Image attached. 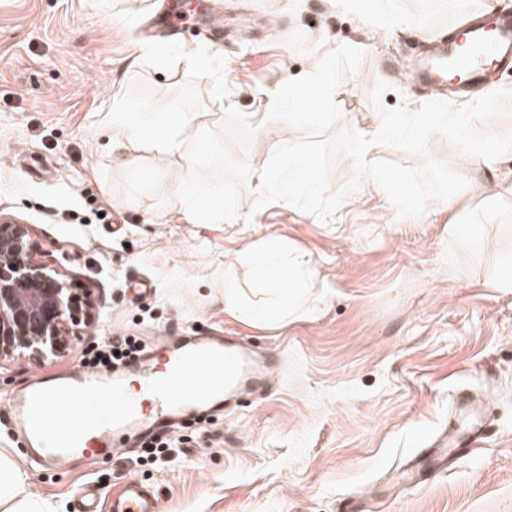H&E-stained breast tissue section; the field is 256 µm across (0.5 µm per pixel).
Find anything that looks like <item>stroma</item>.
Instances as JSON below:
<instances>
[{
    "mask_svg": "<svg viewBox=\"0 0 512 512\" xmlns=\"http://www.w3.org/2000/svg\"><path fill=\"white\" fill-rule=\"evenodd\" d=\"M224 40L184 23L174 40L139 35L159 0H0V217L25 224L35 260L89 293L93 317L68 351L38 361L0 362V392L77 364L115 336L141 343L194 327L241 336L279 354L272 394L247 397L215 417L204 437L184 429L182 455L147 464L137 450L95 465L70 462L57 475L29 474L32 490L80 512L90 480L119 489L135 479L161 512H512V196L481 211L471 189L399 218L387 194L346 154L329 190L356 189L326 224L294 206L251 212L257 174L273 150L302 130L266 117L271 95L312 73L344 45L363 59L334 92L341 129L375 130L370 102L391 84L387 107L417 112L431 96L393 80L430 35L462 26L486 0H215ZM167 52L158 68L141 51ZM206 61L205 70L185 65ZM116 110L180 113L186 149L176 161L140 148L123 159ZM372 160L419 169L434 158L458 169V151L433 135L427 156L374 146ZM206 193L222 213L185 217ZM287 239L288 274L302 288L281 320L258 324L224 310V281L252 290L237 254L268 238ZM486 393L480 452L423 487L398 484L421 442L457 429V395Z\"/></svg>",
    "mask_w": 512,
    "mask_h": 512,
    "instance_id": "35a3bbf8",
    "label": "stroma"
}]
</instances>
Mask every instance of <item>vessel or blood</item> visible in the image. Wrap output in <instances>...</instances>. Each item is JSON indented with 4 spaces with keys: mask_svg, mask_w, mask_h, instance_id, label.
I'll use <instances>...</instances> for the list:
<instances>
[{
    "mask_svg": "<svg viewBox=\"0 0 512 512\" xmlns=\"http://www.w3.org/2000/svg\"><path fill=\"white\" fill-rule=\"evenodd\" d=\"M510 68L512 14H483L455 42L432 39L408 78L439 95L453 81L465 94L491 87L497 73ZM278 364L245 341L180 328L125 365H79L50 379L33 377L0 399V423L31 468L47 476L73 457L95 464L185 421L223 414L266 388ZM464 424L447 447L431 451L429 467L445 465L454 451L481 439L475 407L466 406ZM109 512H158L157 498L128 479Z\"/></svg>",
    "mask_w": 512,
    "mask_h": 512,
    "instance_id": "vessel-or-blood-1",
    "label": "vessel or blood"
}]
</instances>
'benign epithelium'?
Segmentation results:
<instances>
[{
  "mask_svg": "<svg viewBox=\"0 0 512 512\" xmlns=\"http://www.w3.org/2000/svg\"><path fill=\"white\" fill-rule=\"evenodd\" d=\"M26 225L0 219V360L66 353L74 327L92 317L58 270L31 258Z\"/></svg>",
  "mask_w": 512,
  "mask_h": 512,
  "instance_id": "benign-epithelium-1",
  "label": "benign epithelium"
}]
</instances>
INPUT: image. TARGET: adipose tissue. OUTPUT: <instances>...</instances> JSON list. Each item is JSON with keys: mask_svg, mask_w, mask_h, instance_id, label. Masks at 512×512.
Returning a JSON list of instances; mask_svg holds the SVG:
<instances>
[{"mask_svg": "<svg viewBox=\"0 0 512 512\" xmlns=\"http://www.w3.org/2000/svg\"><path fill=\"white\" fill-rule=\"evenodd\" d=\"M183 117L157 112L114 111L112 123L123 130L128 141L149 144L150 147L174 158H182L183 146L174 132ZM245 257L254 267L261 285L273 288L279 308L286 307L295 284L284 270L288 266V242L283 238H268L249 244ZM28 478L9 455L0 453V512H54L50 501L27 492Z\"/></svg>", "mask_w": 512, "mask_h": 512, "instance_id": "1", "label": "adipose tissue"}]
</instances>
